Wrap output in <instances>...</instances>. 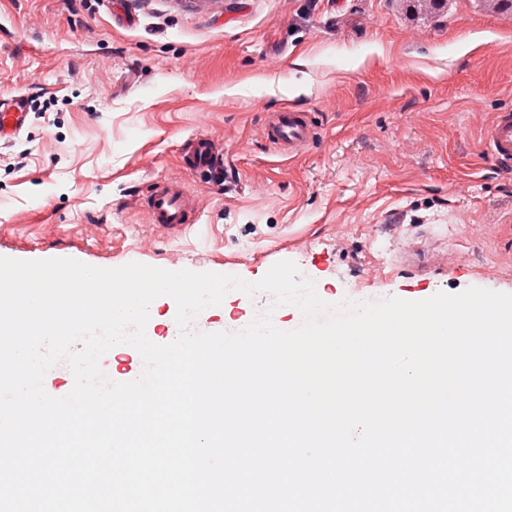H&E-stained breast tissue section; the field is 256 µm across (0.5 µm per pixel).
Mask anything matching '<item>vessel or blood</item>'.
Returning a JSON list of instances; mask_svg holds the SVG:
<instances>
[{
    "mask_svg": "<svg viewBox=\"0 0 512 512\" xmlns=\"http://www.w3.org/2000/svg\"><path fill=\"white\" fill-rule=\"evenodd\" d=\"M23 97L0 99V144L9 143L26 124ZM317 135L308 113L293 109L273 113L266 126L268 140L279 149L294 154L309 146ZM487 150L500 167L512 171V112L498 113L485 133ZM192 169L222 171L224 154L208 137L192 139L187 147ZM189 186L179 177H170L155 186L147 199L151 224L164 231H182L190 226L194 210Z\"/></svg>",
    "mask_w": 512,
    "mask_h": 512,
    "instance_id": "obj_1",
    "label": "vessel or blood"
}]
</instances>
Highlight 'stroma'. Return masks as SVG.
I'll use <instances>...</instances> for the list:
<instances>
[{"mask_svg":"<svg viewBox=\"0 0 512 512\" xmlns=\"http://www.w3.org/2000/svg\"><path fill=\"white\" fill-rule=\"evenodd\" d=\"M30 117L0 148V257L233 275L294 262L331 302L512 294V172L484 131L512 110L498 0H0V98ZM311 113L296 155L271 113ZM224 149V179L186 143ZM178 176L198 221L144 208ZM229 292L210 327L250 321Z\"/></svg>","mask_w":512,"mask_h":512,"instance_id":"obj_1","label":"stroma"}]
</instances>
